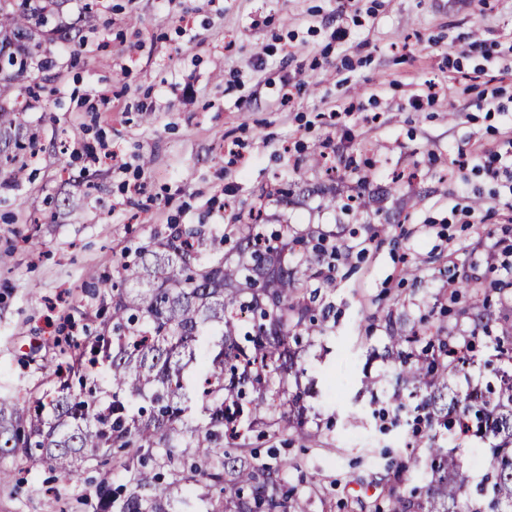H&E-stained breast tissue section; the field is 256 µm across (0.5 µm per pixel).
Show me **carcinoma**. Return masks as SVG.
Segmentation results:
<instances>
[{"label":"carcinoma","mask_w":512,"mask_h":512,"mask_svg":"<svg viewBox=\"0 0 512 512\" xmlns=\"http://www.w3.org/2000/svg\"><path fill=\"white\" fill-rule=\"evenodd\" d=\"M65 2L0 0V40L10 41L16 55L5 69H19L24 80L28 70L48 66L47 44H75L71 28L47 29L52 5ZM26 137L16 113L0 106V163L15 177L25 165L9 149L20 148ZM238 233L234 260L223 253L200 260L202 230L181 228L144 250L140 262L121 264L127 287L112 294L88 358L91 367H105L109 387L85 396L66 378L53 394L28 404L0 400V450L46 463L64 482L114 448L133 450V488L119 512H169L172 484L147 470L148 461L159 459L172 467L173 484L199 476L213 483L221 502L211 512H297L280 469L252 463L241 447L234 454L224 450V439H240L244 420L274 436L291 427L296 407L285 389L272 390L271 377L296 369L290 339L322 331L327 315L314 285L326 278L323 267H335L340 246L319 230L293 238L289 247L280 234L276 245L260 243L255 224L238 225ZM287 250L297 255L292 267L283 259ZM438 355L448 361L402 360L399 379L420 398L417 408L430 422L462 434L474 428L494 440L492 474L481 488L487 501L476 506L467 498L468 480L454 449L431 442L425 498L400 490L405 470L397 465L388 512H512V379L458 391L451 377L468 362L466 352L440 336ZM196 394L201 422L190 425L185 413ZM270 403L288 414L262 415ZM174 448L194 449L210 468L178 467ZM115 494L109 483L96 487L99 512H112Z\"/></svg>","instance_id":"cac0c4a2"}]
</instances>
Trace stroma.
Segmentation results:
<instances>
[{"instance_id": "1", "label": "stroma", "mask_w": 512, "mask_h": 512, "mask_svg": "<svg viewBox=\"0 0 512 512\" xmlns=\"http://www.w3.org/2000/svg\"><path fill=\"white\" fill-rule=\"evenodd\" d=\"M96 25L94 53L51 45L39 100L6 98L34 139L20 180L0 173V396L53 390V367L99 333L103 280L121 263L176 227L202 228L204 253L231 251L234 214L261 199L268 223L322 228L344 249L320 289L324 331L284 379L308 390L312 437L244 432L251 460L279 468L301 512H377L392 460L425 486L411 460L432 439L477 486L487 442L399 415L389 350L426 319L474 334L479 378L497 343L512 345V287H491L512 280V174L484 169L512 142V0H100ZM429 83L435 97L414 106ZM462 148L476 159L449 174ZM351 161L335 199L317 194L326 166ZM279 184L289 203L270 196ZM361 188L366 209L345 215L339 200ZM383 212L398 224L373 236ZM452 277L490 286L484 318L449 304ZM125 457L113 449L64 485L0 455L15 475L0 512H93L98 483L128 486Z\"/></svg>"}]
</instances>
